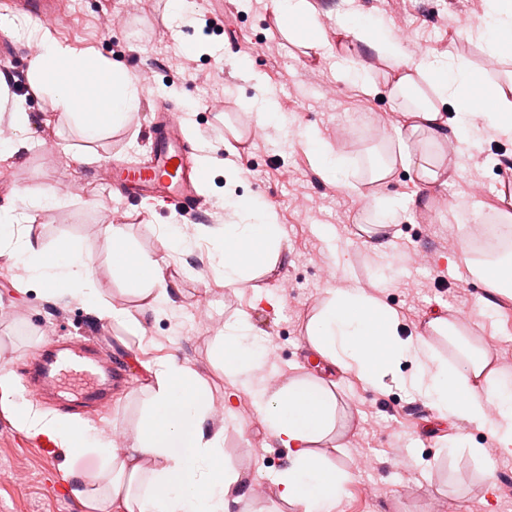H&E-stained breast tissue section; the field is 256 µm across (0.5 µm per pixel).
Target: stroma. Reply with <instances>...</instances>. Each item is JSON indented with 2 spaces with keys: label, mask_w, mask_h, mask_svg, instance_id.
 <instances>
[{
  "label": "stroma",
  "mask_w": 512,
  "mask_h": 512,
  "mask_svg": "<svg viewBox=\"0 0 512 512\" xmlns=\"http://www.w3.org/2000/svg\"><path fill=\"white\" fill-rule=\"evenodd\" d=\"M330 43L313 50L288 40L268 0H196L193 24L173 29L171 0H138L130 14L124 0H58L62 18L54 26L17 18L11 36L18 46L14 69L26 73L39 52L38 35L51 36L78 49L93 48L123 64L142 88L141 105L125 124L87 141L72 121L54 111L49 100L28 95L38 147L0 162V206L16 195L36 198L52 191L57 206L34 226L16 225L46 246L70 239L92 258L98 287L112 305L139 314L143 330L130 332L121 321L97 318L69 297L50 299L29 283L22 265L0 260V353L17 378L44 344L76 346L91 339L102 359L122 364L125 380L112 386L107 411H84L80 418L93 435L123 446L149 378L145 363L176 356L206 381L213 405L224 402V370L216 361L215 340L227 320L246 311L259 338L257 377L273 386L292 374H321L323 364L308 347L310 318L336 288L357 287L383 297L401 316L403 336L424 332L430 320L466 318L472 338L486 346L512 373V298L490 296L463 263H450L461 240L475 237L496 222L497 210L512 201L504 160L512 143L487 142L472 157L458 159L447 150L450 173L444 185L426 187L431 208L409 206L398 223L388 225L385 253L374 251L364 229L374 216L370 199L327 182L303 141L317 131L329 146L354 159L357 182H365L368 153L399 121L388 98L390 78L376 58L366 56L339 30L342 0H310ZM361 12L406 35L414 55L453 57L484 78L502 82L503 64L477 38L461 35L485 19V0H356ZM220 20L206 28L205 16ZM362 59L364 74H340L338 56ZM277 101L279 124L261 127L251 102L260 91ZM191 117L196 133L191 162L211 157L199 193L204 200L200 223L188 222L168 203L144 196L127 201L112 182V163L124 160L147 166L156 107ZM51 115L44 123L43 115ZM256 200L273 210L283 232L280 259L236 287L217 282L208 249L224 238L233 222L229 201ZM465 202L462 215L453 204ZM104 224H123L133 245L156 257L167 226L187 236L205 233L209 247L177 255L168 269L175 286L164 313H140L136 298L112 277L100 235ZM278 297V307L263 294ZM414 367L403 362L398 381L375 389L353 375L334 371L336 393L350 415L343 446L329 450L351 479L336 512H512L503 477H512V458L476 460L446 446L447 437L468 435L483 448L493 442L486 430L440 417L413 390L400 385ZM235 409L237 425L223 426L224 454L247 483L264 484L251 512H272L277 503L274 474L287 464L285 449L275 448L262 423L251 416L247 395ZM107 459L96 449L70 450L44 435L20 430L12 415L0 411V469L17 480L0 484V512H90L84 500L61 482L62 470L94 479Z\"/></svg>",
  "instance_id": "1"
}]
</instances>
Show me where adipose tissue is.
<instances>
[{
  "label": "adipose tissue",
  "instance_id": "obj_1",
  "mask_svg": "<svg viewBox=\"0 0 512 512\" xmlns=\"http://www.w3.org/2000/svg\"><path fill=\"white\" fill-rule=\"evenodd\" d=\"M346 2L342 29L390 67L391 105L403 116L386 136L393 149L374 161L370 184L383 187L402 168L413 170L421 184L433 185L442 178L445 144L454 143L462 157L485 139L512 141V94L464 63L409 54L383 22L364 17L355 0ZM487 6L479 35L491 51L512 61V0H487ZM278 12L289 39L315 49L326 45L324 25L310 0H279ZM40 46L27 72L29 84L86 137L122 126L139 109L136 79L111 58L90 48H72L46 33ZM2 99L11 102L13 135L0 141V161L29 152L32 144L27 100L10 95L7 76L0 71ZM448 107L456 120L446 117ZM232 207L236 222L225 225L220 247L209 252L228 288L275 263L282 250V233L270 211L243 199ZM102 235L113 278L142 300L144 310L154 312L168 298L166 269L171 260L186 246L201 244L177 231L166 233L161 255L150 258L136 250L124 225H104ZM0 258L23 264L48 298L68 296L97 316H122L97 288L88 254L73 243L63 241L49 250L25 235L12 249L1 248ZM400 326L398 312L379 297L336 288L310 320L306 341L329 367L374 388L385 387L402 361L413 362L410 388L439 413L486 428L500 452L512 456V373L496 366L492 353L471 342L466 329L452 321L429 324L433 334L457 349L452 363L440 358L431 336L405 339ZM251 331L245 314L225 323L218 357L228 386L249 392L253 412L276 445L288 452L287 467L273 478L279 504L284 510L294 506L300 512H335L350 479L323 451L346 429L347 413L337 399L336 384L307 375L288 377L273 389L253 388L249 375L259 351L245 343ZM148 372L152 381L144 389V408L121 449L96 443L79 419L52 417L20 403L15 373L6 364L0 365V408L17 411L26 432L74 449L95 443L108 454L109 469L76 490L92 512H248L250 491L224 455L222 433L208 424L212 403L197 371L172 356Z\"/></svg>",
  "mask_w": 512,
  "mask_h": 512
}]
</instances>
